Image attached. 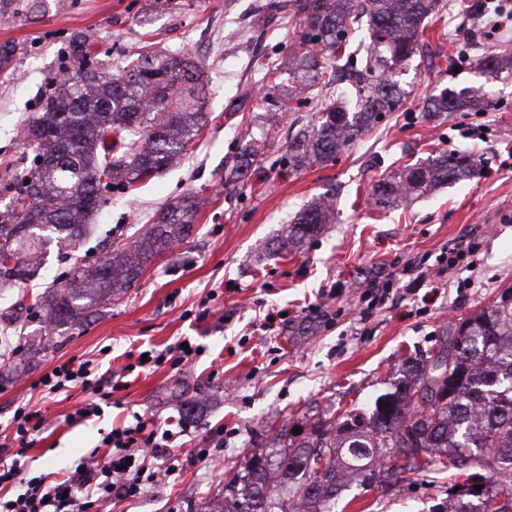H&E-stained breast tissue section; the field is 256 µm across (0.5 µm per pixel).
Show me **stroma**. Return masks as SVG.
Segmentation results:
<instances>
[{"mask_svg": "<svg viewBox=\"0 0 512 512\" xmlns=\"http://www.w3.org/2000/svg\"><path fill=\"white\" fill-rule=\"evenodd\" d=\"M268 0H0V45L13 49L0 65V209L12 191L8 169L29 165L34 146L16 131L41 112L57 78L77 52L121 70L144 42L191 56L204 74L208 123L186 156L137 190L112 193L94 217L85 244L65 252L46 244L38 276L0 299V345L39 342L36 298L93 266L103 243L133 245L165 206L185 196L203 203L188 239L153 260L121 298L63 332L37 359L17 357L0 377V423L19 405L41 411L45 424L25 463L31 478L87 460L112 428L134 416L176 431L178 472L134 502L107 500L99 512H199L224 487L226 472L274 447L281 430L308 428L317 416L363 407L399 378L404 356L437 347L450 322L488 304L512 284V79L486 81L468 64L442 72L415 59L400 73L417 100L439 87L485 86L488 112L425 119L415 103L383 115L346 152L322 166L283 164L288 137L310 118L303 105L271 118L269 98H287L300 80L289 58L296 20L267 9ZM277 71L265 97V68ZM265 162L243 181L233 172L246 144ZM471 152L481 174L379 213L368 203L370 178L427 158L434 149ZM336 187V221L301 250H278L287 224L326 188ZM476 236L480 261L449 268V252ZM433 285L409 283L420 270ZM390 276L393 302L366 322L368 283ZM210 308L201 317L202 308ZM278 312L275 330L262 326ZM202 346L194 367L140 368V352L179 339ZM126 371V386L102 401L101 417L69 421L78 403L32 388L44 371L71 357ZM208 448L207 462L192 449ZM448 498L447 474L408 475L390 492L345 491L344 512H431Z\"/></svg>", "mask_w": 512, "mask_h": 512, "instance_id": "stroma-1", "label": "stroma"}]
</instances>
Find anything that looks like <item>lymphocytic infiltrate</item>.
Segmentation results:
<instances>
[{"mask_svg": "<svg viewBox=\"0 0 512 512\" xmlns=\"http://www.w3.org/2000/svg\"><path fill=\"white\" fill-rule=\"evenodd\" d=\"M35 385L49 393L74 389L86 393L75 412L79 418L98 416L100 399L116 390L111 378L102 373L100 362L73 357L41 375ZM44 422L40 411L21 405L6 424L12 446L0 448V512H98L105 500L141 498L177 469L168 450L173 431H158L139 417L103 438L102 462L76 467L50 482L42 477L23 480L27 453ZM21 482L27 485L24 493L13 498L3 495V488Z\"/></svg>", "mask_w": 512, "mask_h": 512, "instance_id": "f902f5d3", "label": "lymphocytic infiltrate"}]
</instances>
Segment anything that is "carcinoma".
<instances>
[{"instance_id":"obj_1","label":"carcinoma","mask_w":512,"mask_h":512,"mask_svg":"<svg viewBox=\"0 0 512 512\" xmlns=\"http://www.w3.org/2000/svg\"><path fill=\"white\" fill-rule=\"evenodd\" d=\"M438 0H272L269 6L300 18L292 40L300 66L315 71L300 88L331 86L336 99L314 104L311 125L288 143L294 168L322 165L364 136L383 113L409 97L397 71L414 57L439 67L457 55L432 50L426 21L439 16ZM370 42L363 46L361 19ZM487 79L512 76V54L488 53L479 64ZM205 85L190 57L140 52L114 74L84 54L56 84L44 112L25 121L23 135L35 144L29 166L11 174L15 197L0 213V242L15 253L0 260V288L37 271L36 229H49L71 246L88 235L87 218L116 184L129 189L148 181L185 155L206 126ZM491 104L483 86L445 87L426 98L427 116L483 112ZM479 168L464 150L434 156L383 173L369 202L386 212L414 194L442 183L472 179ZM335 194H325L287 225L283 242L298 249L332 223ZM199 203L185 197L163 209L130 248L113 250L98 265L74 267L44 300L52 326L76 325L100 303L124 295L155 258L191 233ZM406 375L366 408L319 418L302 439L253 454L230 488L204 512H336L351 485L387 493L420 470L446 473L448 506L436 512H499L495 499L512 494V286L490 305L463 316L436 350L405 359ZM389 407L382 408L380 403ZM484 486L481 493L475 484Z\"/></svg>"}]
</instances>
